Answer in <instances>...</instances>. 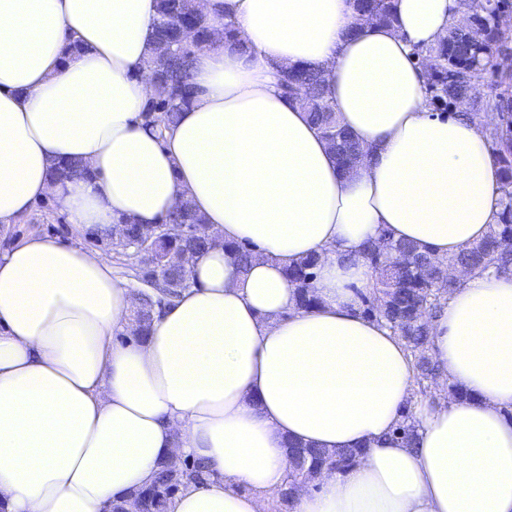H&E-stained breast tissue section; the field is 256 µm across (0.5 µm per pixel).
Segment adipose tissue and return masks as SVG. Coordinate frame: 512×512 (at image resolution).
<instances>
[{
  "label": "adipose tissue",
  "mask_w": 512,
  "mask_h": 512,
  "mask_svg": "<svg viewBox=\"0 0 512 512\" xmlns=\"http://www.w3.org/2000/svg\"><path fill=\"white\" fill-rule=\"evenodd\" d=\"M240 50L197 54L193 103L144 125L156 0H0V226L53 198L78 230L149 227L181 200L212 247L190 285L133 332L139 287L102 252L31 235L0 250V512H109L180 455L207 462L170 512H262L287 441L356 463L293 512H512V274H461L432 320L439 385L364 317L360 250L381 234L446 259L498 220L499 172L479 125L427 107L413 54L460 23L458 0H394L363 27L352 0H201ZM323 71L340 125L367 150L339 168L282 72ZM86 163L55 182L52 164ZM251 244L240 271L229 247ZM321 256L316 307L284 274ZM412 409L414 447L395 435Z\"/></svg>",
  "instance_id": "adipose-tissue-1"
}]
</instances>
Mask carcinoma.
Wrapping results in <instances>:
<instances>
[{"instance_id": "carcinoma-1", "label": "carcinoma", "mask_w": 512, "mask_h": 512, "mask_svg": "<svg viewBox=\"0 0 512 512\" xmlns=\"http://www.w3.org/2000/svg\"><path fill=\"white\" fill-rule=\"evenodd\" d=\"M459 6L462 11L471 12L472 19L484 29L483 38L474 43L452 26L446 38L416 55L428 76L429 103L434 109H449L466 98L472 101L460 116L484 128L494 162L500 169L499 219L485 238L445 261L411 241H395L384 235L362 249L363 259L378 268V279L371 289L359 293L360 311L383 322L405 341L414 357L415 384L420 394L427 392L426 381L438 375L430 353L431 320L445 302L439 292L450 294L457 286V266H466L474 274L512 273V249L500 247L501 240H512V69L501 68L498 63L502 55L512 53V34L498 23L500 15L512 13V0H478L474 7L470 0H459ZM355 7L366 25L391 26L395 22L393 0H355ZM154 27L151 81L155 96L146 110L145 122L160 132L192 101L193 64L197 52L212 41V27L197 18L195 0H157ZM282 85L288 89L308 88L302 106L321 129L343 168L363 163L365 153L339 124L322 73L305 68L287 69ZM489 112L495 114L492 123L485 120ZM78 176H89L87 167L78 160L59 161L51 170V178L56 181ZM185 224L204 226L203 218L188 201L179 211L162 219V231L152 245L153 258L140 260L139 278L146 287L158 291L155 300L144 295V309L137 319L140 333L148 329L154 302L173 297L189 285V270L167 257L176 258L183 253L195 256L213 243L205 235L185 232ZM318 263L319 257L313 255L285 269L299 309H310L319 303L313 285ZM358 455L356 449L330 453L290 443L288 486L303 480L311 485L324 469L343 471ZM170 466L169 461L163 463L153 484L137 491L145 512H167L170 501L184 484H203L209 474V466L198 459L180 463L178 479L172 478Z\"/></svg>"}]
</instances>
